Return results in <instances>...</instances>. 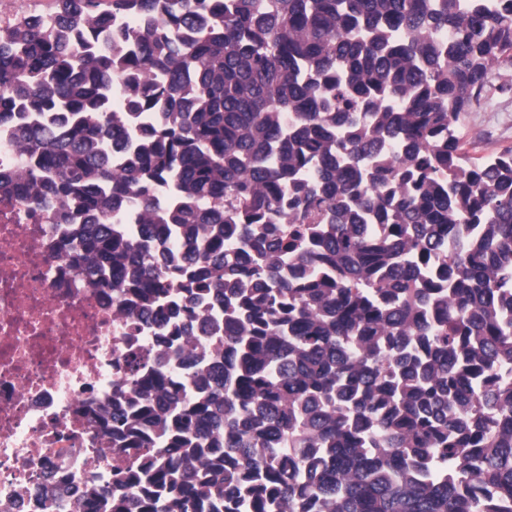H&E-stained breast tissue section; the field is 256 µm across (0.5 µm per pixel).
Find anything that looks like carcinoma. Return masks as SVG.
Returning <instances> with one entry per match:
<instances>
[{
  "label": "carcinoma",
  "instance_id": "1",
  "mask_svg": "<svg viewBox=\"0 0 512 512\" xmlns=\"http://www.w3.org/2000/svg\"><path fill=\"white\" fill-rule=\"evenodd\" d=\"M221 2L0 30V190L160 327L96 512H512V148L458 130L512 0ZM28 162V154L22 151L9 137L0 136V170L8 169L13 172L22 170Z\"/></svg>",
  "mask_w": 512,
  "mask_h": 512
}]
</instances>
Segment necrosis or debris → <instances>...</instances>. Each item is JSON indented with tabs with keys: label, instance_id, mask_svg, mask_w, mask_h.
I'll use <instances>...</instances> for the list:
<instances>
[{
	"label": "necrosis or debris",
	"instance_id": "1",
	"mask_svg": "<svg viewBox=\"0 0 512 512\" xmlns=\"http://www.w3.org/2000/svg\"><path fill=\"white\" fill-rule=\"evenodd\" d=\"M58 211L0 194V512H87L97 472L128 465L98 419L131 353L158 356L140 307L78 283L60 259Z\"/></svg>",
	"mask_w": 512,
	"mask_h": 512
}]
</instances>
